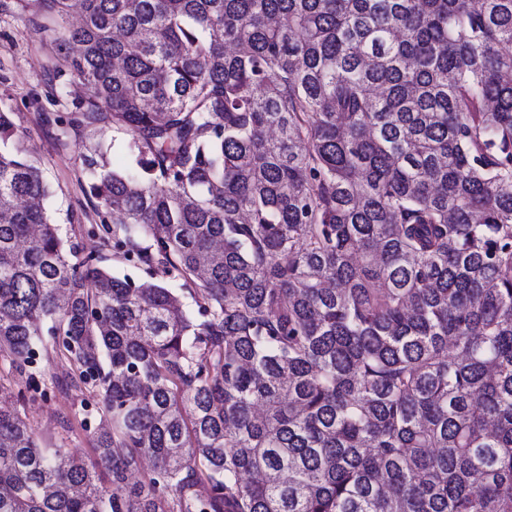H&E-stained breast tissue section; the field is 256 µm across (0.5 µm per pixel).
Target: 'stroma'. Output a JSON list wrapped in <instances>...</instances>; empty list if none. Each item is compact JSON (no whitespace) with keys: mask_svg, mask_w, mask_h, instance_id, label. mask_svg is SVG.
I'll return each mask as SVG.
<instances>
[{"mask_svg":"<svg viewBox=\"0 0 512 512\" xmlns=\"http://www.w3.org/2000/svg\"><path fill=\"white\" fill-rule=\"evenodd\" d=\"M54 51L29 26L25 15L0 18V110L13 113L24 132L32 160L39 163L48 183L47 208L62 230L79 224L76 240L85 250L101 247L103 231L87 194L91 176L83 164L85 147L102 143L105 158L114 169L128 163L125 149L112 143L111 127L95 133L58 124V117L73 109L75 87L59 96L48 94ZM90 393L54 389L48 401L32 406L30 421L40 446L64 444L70 452L88 455L91 443L80 426L85 408L93 404Z\"/></svg>","mask_w":512,"mask_h":512,"instance_id":"obj_1","label":"stroma"}]
</instances>
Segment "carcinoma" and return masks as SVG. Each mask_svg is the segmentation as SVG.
Returning a JSON list of instances; mask_svg holds the SVG:
<instances>
[{
	"label": "carcinoma",
	"instance_id": "cac0c4a2",
	"mask_svg": "<svg viewBox=\"0 0 512 512\" xmlns=\"http://www.w3.org/2000/svg\"><path fill=\"white\" fill-rule=\"evenodd\" d=\"M81 4L0 15L127 149L83 163L138 276L0 111V512H512V0ZM50 386L101 404L93 457L39 446Z\"/></svg>",
	"mask_w": 512,
	"mask_h": 512
}]
</instances>
